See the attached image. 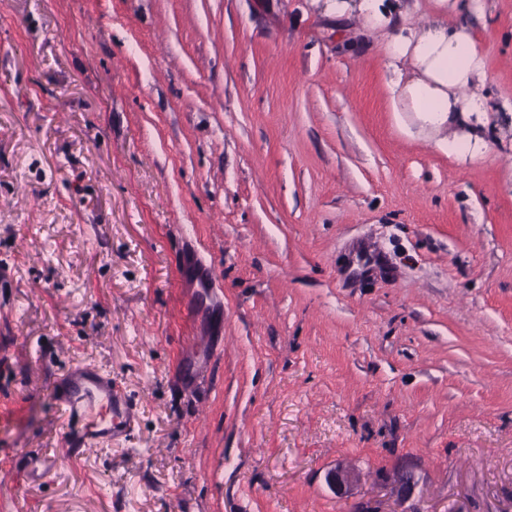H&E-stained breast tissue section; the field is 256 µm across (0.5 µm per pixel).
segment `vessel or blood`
Listing matches in <instances>:
<instances>
[{"label": "vessel or blood", "instance_id": "vessel-or-blood-1", "mask_svg": "<svg viewBox=\"0 0 512 512\" xmlns=\"http://www.w3.org/2000/svg\"><path fill=\"white\" fill-rule=\"evenodd\" d=\"M56 396L72 429L55 464L63 467L106 440L129 430L137 410L116 388L110 372L78 362L62 373Z\"/></svg>", "mask_w": 512, "mask_h": 512}]
</instances>
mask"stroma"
<instances>
[{
	"label": "stroma",
	"instance_id": "35a3bbf8",
	"mask_svg": "<svg viewBox=\"0 0 512 512\" xmlns=\"http://www.w3.org/2000/svg\"><path fill=\"white\" fill-rule=\"evenodd\" d=\"M405 4L512 102V0ZM386 41L325 0H0V512H512V114L448 154ZM79 361L138 418L57 470ZM483 143V138H481L479 135H474L470 131V133H468L466 136H454L452 139L448 138L447 144L440 143V147L442 149L447 148L448 154L463 155L469 153Z\"/></svg>",
	"mask_w": 512,
	"mask_h": 512
}]
</instances>
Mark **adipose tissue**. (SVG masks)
Instances as JSON below:
<instances>
[{
	"label": "adipose tissue",
	"instance_id": "obj_1",
	"mask_svg": "<svg viewBox=\"0 0 512 512\" xmlns=\"http://www.w3.org/2000/svg\"><path fill=\"white\" fill-rule=\"evenodd\" d=\"M327 9L340 18L353 14L392 28L390 86L406 108L425 113L430 122L469 126L494 108L512 112V103L492 106L484 93L486 60L470 26L440 19L420 27L405 24L401 0H330ZM406 58L415 68L408 79L400 68Z\"/></svg>",
	"mask_w": 512,
	"mask_h": 512
}]
</instances>
